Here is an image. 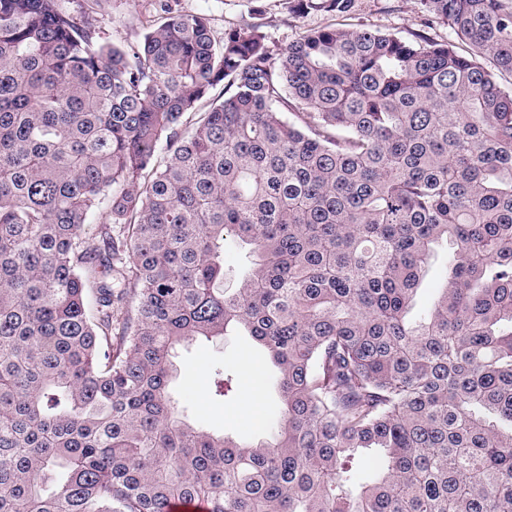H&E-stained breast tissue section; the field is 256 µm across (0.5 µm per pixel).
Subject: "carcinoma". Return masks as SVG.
I'll return each instance as SVG.
<instances>
[{
  "instance_id": "carcinoma-1",
  "label": "carcinoma",
  "mask_w": 512,
  "mask_h": 512,
  "mask_svg": "<svg viewBox=\"0 0 512 512\" xmlns=\"http://www.w3.org/2000/svg\"><path fill=\"white\" fill-rule=\"evenodd\" d=\"M422 3L470 55L172 13L127 51L0 0V512H512V0ZM240 332L280 395L248 442L169 390L178 346ZM450 247L449 243L448 246L442 243L438 247L437 259L418 291L412 311L413 316H419L426 312L439 295L440 288H443L446 261L451 252ZM245 251L234 244H229L224 248V270L227 274L228 282H233L248 264ZM227 282V283H228Z\"/></svg>"
}]
</instances>
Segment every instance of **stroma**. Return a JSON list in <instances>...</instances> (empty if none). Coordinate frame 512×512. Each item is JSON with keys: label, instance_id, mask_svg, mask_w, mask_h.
I'll return each instance as SVG.
<instances>
[{"label": "stroma", "instance_id": "stroma-1", "mask_svg": "<svg viewBox=\"0 0 512 512\" xmlns=\"http://www.w3.org/2000/svg\"><path fill=\"white\" fill-rule=\"evenodd\" d=\"M71 12H95L109 42L137 47L149 21L164 9L206 15L216 35L245 23L260 25L273 50H280L307 31L329 25L413 34L433 41L453 42L465 55L468 45L455 39L446 22L427 18L420 0H355L351 13L297 14L288 0H63ZM177 376L173 398L185 406L189 420L201 427L224 431L235 439L267 436L278 418L275 369L248 336H228L223 343L204 338L181 347L175 358ZM224 366L235 374L233 391L225 398L214 394L213 369Z\"/></svg>", "mask_w": 512, "mask_h": 512}]
</instances>
